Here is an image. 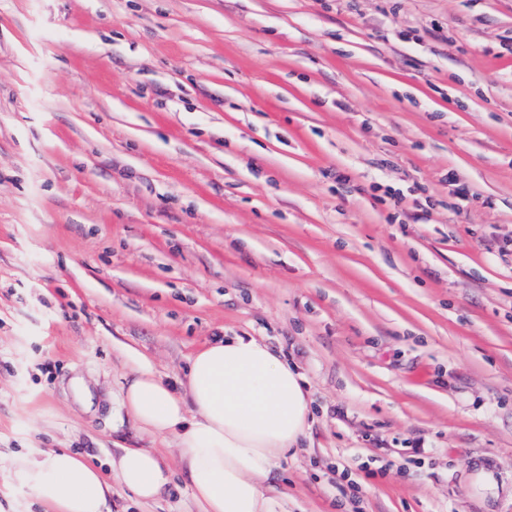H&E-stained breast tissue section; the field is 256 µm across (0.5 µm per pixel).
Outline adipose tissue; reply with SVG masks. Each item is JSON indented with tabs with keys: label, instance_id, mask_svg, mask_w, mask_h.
<instances>
[{
	"label": "adipose tissue",
	"instance_id": "adipose-tissue-1",
	"mask_svg": "<svg viewBox=\"0 0 512 512\" xmlns=\"http://www.w3.org/2000/svg\"><path fill=\"white\" fill-rule=\"evenodd\" d=\"M122 405L144 432L175 435L198 512H288L287 493L268 478L307 435L309 393L297 367L264 341L227 336L207 344L177 388L140 369ZM111 469L104 476L67 449L15 463L44 512H111L116 483L144 502L166 490L168 466L155 449H121Z\"/></svg>",
	"mask_w": 512,
	"mask_h": 512
}]
</instances>
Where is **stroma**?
<instances>
[{"label": "stroma", "instance_id": "obj_1", "mask_svg": "<svg viewBox=\"0 0 512 512\" xmlns=\"http://www.w3.org/2000/svg\"><path fill=\"white\" fill-rule=\"evenodd\" d=\"M509 41L512 0H0V512H42L16 458L121 447L169 485L112 512H196L123 390L234 335L311 394L288 512H512L471 485L512 473Z\"/></svg>", "mask_w": 512, "mask_h": 512}]
</instances>
